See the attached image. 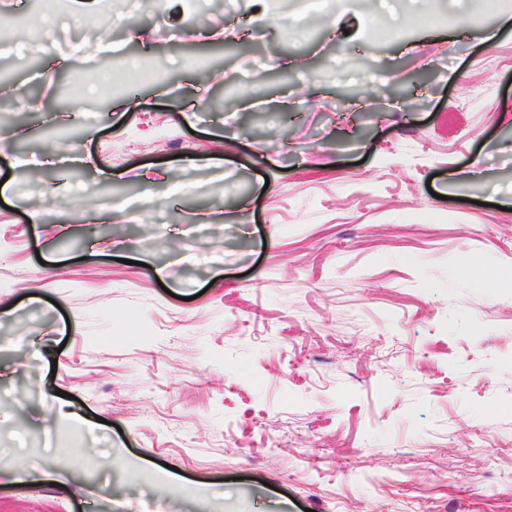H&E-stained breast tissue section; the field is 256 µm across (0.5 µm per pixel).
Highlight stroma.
Returning a JSON list of instances; mask_svg holds the SVG:
<instances>
[{
	"mask_svg": "<svg viewBox=\"0 0 512 512\" xmlns=\"http://www.w3.org/2000/svg\"><path fill=\"white\" fill-rule=\"evenodd\" d=\"M208 3L0 0V512H512V0Z\"/></svg>",
	"mask_w": 512,
	"mask_h": 512,
	"instance_id": "35a3bbf8",
	"label": "stroma"
}]
</instances>
